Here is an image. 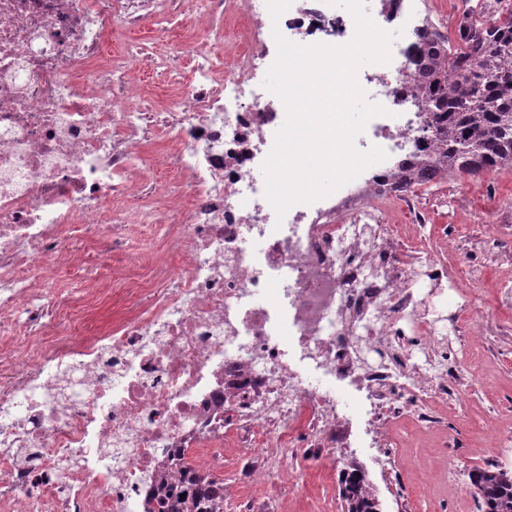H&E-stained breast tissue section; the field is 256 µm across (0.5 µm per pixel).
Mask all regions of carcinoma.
<instances>
[{"instance_id": "obj_1", "label": "carcinoma", "mask_w": 512, "mask_h": 512, "mask_svg": "<svg viewBox=\"0 0 512 512\" xmlns=\"http://www.w3.org/2000/svg\"><path fill=\"white\" fill-rule=\"evenodd\" d=\"M469 3L465 48L441 36L422 43L415 60L417 107L432 137L422 154L401 165L395 183H441L454 174H475L512 167V16L489 23L480 0ZM470 74L464 92L449 75ZM171 469L178 478L155 479L151 499L159 512H224L222 482L192 469L183 454ZM481 512H512V467L487 463L468 474ZM343 512H380L375 490L364 472L351 468L339 475ZM185 499H180V495Z\"/></svg>"}]
</instances>
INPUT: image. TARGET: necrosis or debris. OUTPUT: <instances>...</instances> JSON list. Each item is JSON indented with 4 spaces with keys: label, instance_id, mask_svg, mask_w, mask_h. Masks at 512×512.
<instances>
[{
    "label": "necrosis or debris",
    "instance_id": "4bbe7bcc",
    "mask_svg": "<svg viewBox=\"0 0 512 512\" xmlns=\"http://www.w3.org/2000/svg\"><path fill=\"white\" fill-rule=\"evenodd\" d=\"M169 2L0 0V314H23L7 342L25 363L0 389V512H28L36 486L40 512H146L152 478L176 450L194 451L193 468L205 470L228 439L280 451L244 467V485L284 477L301 496L311 482L283 447L335 477L343 449L366 442L392 457L380 438L388 419L437 427L448 398L475 380L448 355L459 313L441 322L428 297L451 286L475 310L465 284L480 272L447 267L422 244L404 253L400 222L416 229L426 216L416 185L389 187L423 141L414 60L420 30L439 23L411 0H372L371 16L395 35L393 58L358 74L386 112L355 147L387 157L280 221L257 177L286 116L263 86L272 31L343 45L351 15L293 0L275 22L250 0H202L185 56L146 54L129 30L146 15L165 19ZM230 25L239 48L228 54ZM143 60L164 77L166 107L129 78ZM159 125L169 138L148 152ZM146 165L179 177L154 207ZM147 218L168 227L150 278L111 267L79 298L45 289L99 235L122 247ZM115 277L149 292L147 305L83 335ZM316 375L354 387L358 420L311 384ZM65 461L74 468L61 492Z\"/></svg>",
    "mask_w": 512,
    "mask_h": 512
}]
</instances>
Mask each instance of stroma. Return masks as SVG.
Returning <instances> with one entry per match:
<instances>
[{"label": "stroma", "instance_id": "stroma-1", "mask_svg": "<svg viewBox=\"0 0 512 512\" xmlns=\"http://www.w3.org/2000/svg\"><path fill=\"white\" fill-rule=\"evenodd\" d=\"M198 2L173 0V23L160 27L153 20H145L133 29V37L148 44L160 41L169 52L179 50L185 34L175 29L174 23L193 11ZM421 198L429 221L421 232H407L406 244L423 241L451 267L460 257H467L483 272L478 284L483 309L495 323L512 330V306H502L498 300L501 292L512 290V263L502 259L503 253L512 249V223L506 220L512 213V168L475 176L453 175L441 184L425 186ZM164 238L163 225L145 224L127 239L122 251H112L109 242H102L99 251L78 269L61 275L56 287L80 292L102 274L107 263L132 264L139 274H147L146 260L162 249ZM451 344L458 357L473 360L479 379L464 398L451 400L444 408V430H419L409 422L393 420L388 427L397 443L394 465L381 462L366 448L358 449L352 459L375 486L382 512H435L433 491L419 488L417 477L439 462L443 432L458 439L465 457L458 480L464 485L469 482V471L494 459L486 451L488 425L500 426L506 447L512 448V333L491 337L482 345L455 336ZM239 455V449H224V468L218 473L224 481V512H252L270 497L278 499L282 512H341L335 483L314 482L303 497L295 496L284 481L241 489Z\"/></svg>", "mask_w": 512, "mask_h": 512}]
</instances>
